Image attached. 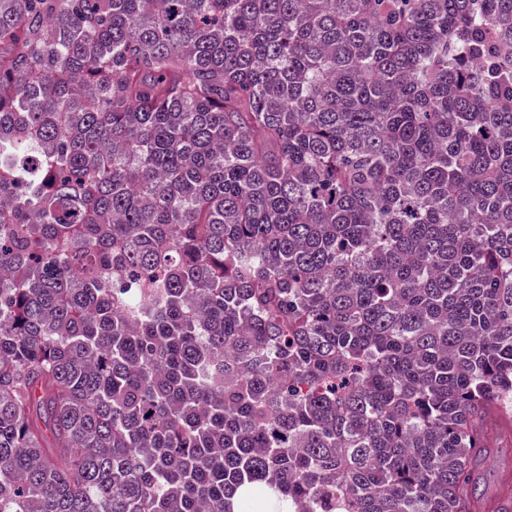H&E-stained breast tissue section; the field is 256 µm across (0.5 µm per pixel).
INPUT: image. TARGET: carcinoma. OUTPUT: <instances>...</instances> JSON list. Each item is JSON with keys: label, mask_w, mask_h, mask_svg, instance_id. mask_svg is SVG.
<instances>
[{"label": "carcinoma", "mask_w": 512, "mask_h": 512, "mask_svg": "<svg viewBox=\"0 0 512 512\" xmlns=\"http://www.w3.org/2000/svg\"><path fill=\"white\" fill-rule=\"evenodd\" d=\"M0 275V512H474L512 0H0Z\"/></svg>", "instance_id": "carcinoma-1"}]
</instances>
